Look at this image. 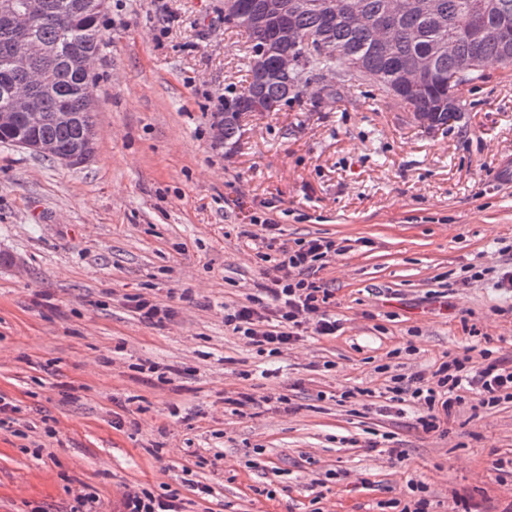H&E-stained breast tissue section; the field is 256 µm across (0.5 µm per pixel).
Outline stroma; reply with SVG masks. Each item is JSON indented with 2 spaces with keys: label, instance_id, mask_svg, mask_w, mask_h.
Wrapping results in <instances>:
<instances>
[{
  "label": "stroma",
  "instance_id": "35a3bbf8",
  "mask_svg": "<svg viewBox=\"0 0 512 512\" xmlns=\"http://www.w3.org/2000/svg\"><path fill=\"white\" fill-rule=\"evenodd\" d=\"M108 4L91 158L0 143V397L15 407L0 512H69L80 493L120 512L138 487L180 490L187 512H392L412 480L434 512L456 493L512 512V472L492 466L512 460V404L468 399L440 437L369 397L473 345L512 356V295L492 274L512 264V67H485L445 129L361 88L323 106L304 91L244 114L230 145L219 98L244 78L246 37L221 0ZM258 217L345 246L320 273L336 335L268 357L225 327L271 269L244 235ZM475 267L490 273L471 281ZM139 294L172 319L131 312ZM244 389L264 402L241 414L226 399ZM385 436L403 461L367 448Z\"/></svg>",
  "mask_w": 512,
  "mask_h": 512
}]
</instances>
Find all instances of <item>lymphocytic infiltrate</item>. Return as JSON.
Returning <instances> with one entry per match:
<instances>
[{"label": "lymphocytic infiltrate", "instance_id": "obj_1", "mask_svg": "<svg viewBox=\"0 0 512 512\" xmlns=\"http://www.w3.org/2000/svg\"><path fill=\"white\" fill-rule=\"evenodd\" d=\"M247 236L275 273L256 283L246 303L225 307V326L271 356L309 334L336 335L342 324L327 308L332 292L317 282L316 275L343 254V247L324 237L288 243L279 225L267 219ZM469 393L489 408L512 402V360L487 355L477 362L468 354L451 356L431 374L391 376L382 396L391 408L404 403L420 406L416 423L431 433L440 430ZM122 506V512H185L176 489L159 495L146 488L133 490Z\"/></svg>", "mask_w": 512, "mask_h": 512}]
</instances>
